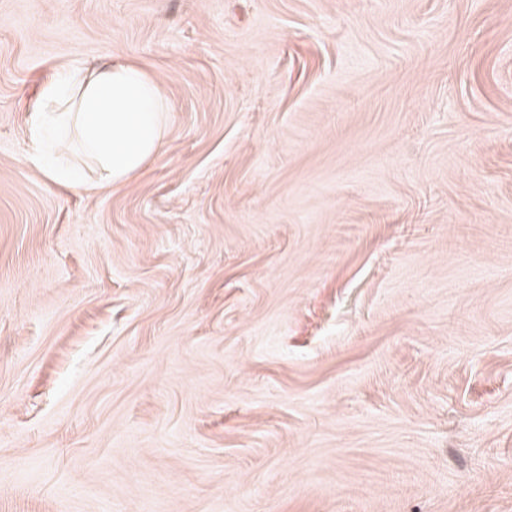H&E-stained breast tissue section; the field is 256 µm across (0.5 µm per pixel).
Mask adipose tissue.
<instances>
[{
    "label": "adipose tissue",
    "instance_id": "1",
    "mask_svg": "<svg viewBox=\"0 0 512 512\" xmlns=\"http://www.w3.org/2000/svg\"><path fill=\"white\" fill-rule=\"evenodd\" d=\"M168 112L159 84L134 64L64 69L44 86L40 104L31 111L33 160L50 182L84 188L82 175L50 157L52 137L70 126L78 130L84 151L95 163L98 184L126 182L159 155Z\"/></svg>",
    "mask_w": 512,
    "mask_h": 512
}]
</instances>
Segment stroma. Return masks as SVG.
<instances>
[{
    "label": "stroma",
    "instance_id": "1",
    "mask_svg": "<svg viewBox=\"0 0 512 512\" xmlns=\"http://www.w3.org/2000/svg\"><path fill=\"white\" fill-rule=\"evenodd\" d=\"M112 60L162 152L55 188ZM0 512H512V0H0ZM41 99L31 110L29 137L33 160L52 183L74 189L87 185L76 170L50 157L51 139L62 128L78 130L101 186L125 183L158 156L164 144L168 100L156 80L132 63L63 69L57 80L44 86Z\"/></svg>",
    "mask_w": 512,
    "mask_h": 512
}]
</instances>
